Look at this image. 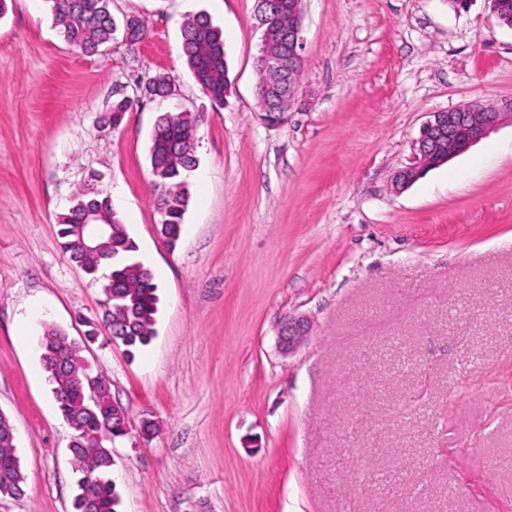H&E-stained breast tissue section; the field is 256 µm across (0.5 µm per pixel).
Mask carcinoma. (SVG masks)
Masks as SVG:
<instances>
[{
	"mask_svg": "<svg viewBox=\"0 0 512 512\" xmlns=\"http://www.w3.org/2000/svg\"><path fill=\"white\" fill-rule=\"evenodd\" d=\"M54 28L64 41L90 56L110 42L117 25L109 8L110 0H44ZM147 33L142 20L129 19L123 26V38L140 42ZM182 54L203 92L219 107L232 92V83L221 33L204 13L189 18L181 32ZM145 87L155 98L165 99L171 82L163 75L147 78ZM201 116L191 112H165L156 120L150 149L151 173L161 187L158 199L161 234L173 246L180 239L182 221L188 202L185 173L197 164L193 132ZM89 175L84 189L74 199L60 221L63 250L86 274L93 276L100 268H112L103 286L106 296L101 321L88 322V335H99L104 327L113 343L130 352L150 343L155 336L159 298L151 270L137 260V245L127 234L112 207L111 199L95 186ZM93 212L103 224L112 225L109 255L88 249L78 230L87 212ZM42 363L53 384L52 394L64 420H74L79 431L70 446L77 469L84 473L74 500L75 512H117L120 497L108 477L112 466V442L126 435L123 417L114 407L108 385L103 384L95 400L87 398V377L91 375L82 356V347L64 331L48 327L42 338ZM12 424L0 414V496L24 494L23 474Z\"/></svg>",
	"mask_w": 512,
	"mask_h": 512,
	"instance_id": "obj_1",
	"label": "carcinoma"
}]
</instances>
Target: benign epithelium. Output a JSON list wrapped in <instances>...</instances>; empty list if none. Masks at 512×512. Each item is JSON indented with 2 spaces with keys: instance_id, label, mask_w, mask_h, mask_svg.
Masks as SVG:
<instances>
[{
  "instance_id": "7a95c632",
  "label": "benign epithelium",
  "mask_w": 512,
  "mask_h": 512,
  "mask_svg": "<svg viewBox=\"0 0 512 512\" xmlns=\"http://www.w3.org/2000/svg\"><path fill=\"white\" fill-rule=\"evenodd\" d=\"M303 20V0H291L288 4V52L279 55H261L260 64L267 73L266 85L256 90L261 121L276 125L284 121L290 102L295 99L298 84L294 74L302 67L301 30ZM279 110L277 116L270 117L264 109ZM502 109L485 112L473 104L443 112L428 113L422 124L418 138L414 142L410 163L396 171L393 186L402 190L411 185L429 168L448 161L470 148L482 139L501 120ZM80 234L89 243L100 248L112 235V226L100 224L97 217L87 214L80 225ZM309 321L301 315L289 314L278 324V344L280 351L287 355L296 350L308 335Z\"/></svg>"
}]
</instances>
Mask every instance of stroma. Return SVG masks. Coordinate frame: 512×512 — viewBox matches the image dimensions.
<instances>
[{"label":"stroma","instance_id":"stroma-1","mask_svg":"<svg viewBox=\"0 0 512 512\" xmlns=\"http://www.w3.org/2000/svg\"><path fill=\"white\" fill-rule=\"evenodd\" d=\"M111 10L148 33L92 56L42 0L0 16V413L25 477L0 512H74L75 432L41 339H83L101 312L57 235L91 173L160 297L149 345L83 351L130 421L112 446L118 512H512V118L392 185L428 113L512 103V28L492 0H306L298 93L275 127L255 112L257 0ZM198 12L224 37L220 108L182 56ZM159 73L174 96L142 97ZM120 95L134 105L103 125ZM165 112L205 115L173 247L149 158ZM288 313L310 330L284 355Z\"/></svg>","mask_w":512,"mask_h":512}]
</instances>
